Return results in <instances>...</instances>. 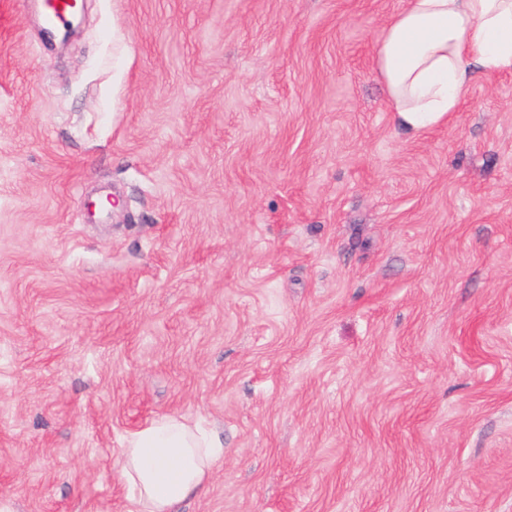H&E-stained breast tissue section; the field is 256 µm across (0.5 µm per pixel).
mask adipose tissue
Instances as JSON below:
<instances>
[{
	"label": "adipose tissue",
	"mask_w": 512,
	"mask_h": 512,
	"mask_svg": "<svg viewBox=\"0 0 512 512\" xmlns=\"http://www.w3.org/2000/svg\"><path fill=\"white\" fill-rule=\"evenodd\" d=\"M390 109L412 134L443 123L471 89L472 73L512 68V0H406L375 47ZM224 441L200 422L155 418L130 433L121 477L133 512H178L203 495Z\"/></svg>",
	"instance_id": "adipose-tissue-1"
}]
</instances>
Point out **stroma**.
<instances>
[{
    "mask_svg": "<svg viewBox=\"0 0 512 512\" xmlns=\"http://www.w3.org/2000/svg\"><path fill=\"white\" fill-rule=\"evenodd\" d=\"M83 4L0 0V512H132L167 414L181 512H512V69L412 137L403 0ZM71 7L70 0H49L45 8L43 7V27L48 31H57L65 27ZM223 457L218 434L179 416L157 417L130 433L121 451V477L132 512H180L183 502L205 493Z\"/></svg>",
    "mask_w": 512,
    "mask_h": 512,
    "instance_id": "obj_1",
    "label": "stroma"
}]
</instances>
